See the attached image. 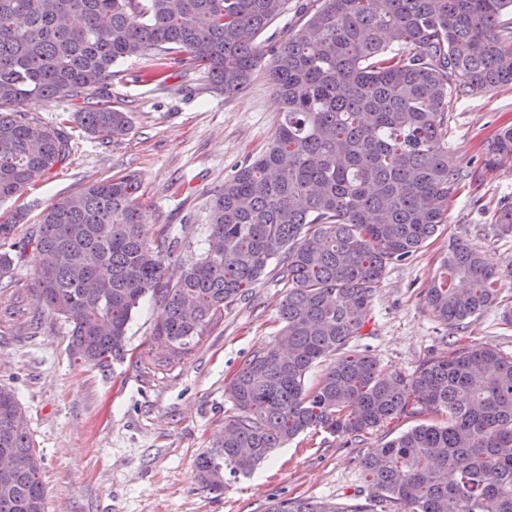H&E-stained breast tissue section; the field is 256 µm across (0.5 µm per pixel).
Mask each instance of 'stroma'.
Masks as SVG:
<instances>
[{"label":"stroma","mask_w":512,"mask_h":512,"mask_svg":"<svg viewBox=\"0 0 512 512\" xmlns=\"http://www.w3.org/2000/svg\"><path fill=\"white\" fill-rule=\"evenodd\" d=\"M148 64L144 56L127 59L110 82L114 105L132 120L127 136L105 143L75 131L71 159L23 196L0 201V216L26 209L19 237L59 198L132 171L149 230L167 224L181 231L172 266L205 253L211 198L272 141L278 100L263 66L243 92L227 97L196 70H173L166 87L156 86L144 77ZM506 125H512V84L448 105V165L462 175L457 194L425 247L388 266L357 342L386 370L410 374L470 346L512 354V324L501 322L497 310L456 326L436 318L425 299L450 241L462 238L487 254L502 274V297L512 302V231L496 222L499 209L512 206V167L485 162L486 145ZM281 266L271 260L245 296L168 367L161 364L166 349L154 338L162 307L145 298L128 323L125 359L100 370L72 356L65 319L45 315L38 332L27 333L36 253L17 255L15 286L0 292V385L22 405L43 460L45 512H268L274 503L303 497L375 512L364 457L412 427L438 422V415H404L357 439L310 431L250 475H225L222 495L198 483L195 461L211 450L233 412L226 387L281 327L287 293Z\"/></svg>","instance_id":"35a3bbf8"}]
</instances>
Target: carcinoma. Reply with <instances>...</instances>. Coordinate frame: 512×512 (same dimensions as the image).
<instances>
[{"mask_svg":"<svg viewBox=\"0 0 512 512\" xmlns=\"http://www.w3.org/2000/svg\"><path fill=\"white\" fill-rule=\"evenodd\" d=\"M286 0H0V201L20 197L71 152L64 125L104 140L129 134L107 80L127 58L151 57L150 78L198 70L245 90L270 56L280 100L268 148L224 179L209 207L208 249L178 272L179 237L148 238L134 174L110 177L48 206L27 243L37 253L30 324L71 325L70 349L104 368L122 360L133 309L163 306L154 336L191 352L195 337L281 258L288 293L274 342L228 385L235 413L196 461L198 482L224 491L274 449L322 429L360 437L407 414L443 415L371 449V498L402 512H512V356L467 348L411 375L387 372L352 346L386 268L423 248L444 222L460 173L448 167V102L512 83V0H321L302 28L265 49L257 35ZM92 105L56 126L16 110L59 96ZM512 165V126L487 148ZM19 210L0 219V290L14 287ZM499 273L458 239L426 292L460 325L501 305ZM340 354L316 385L318 363ZM0 512H44L42 458L12 390L0 387ZM268 512H362L311 498Z\"/></svg>","mask_w":512,"mask_h":512,"instance_id":"obj_1","label":"carcinoma"}]
</instances>
